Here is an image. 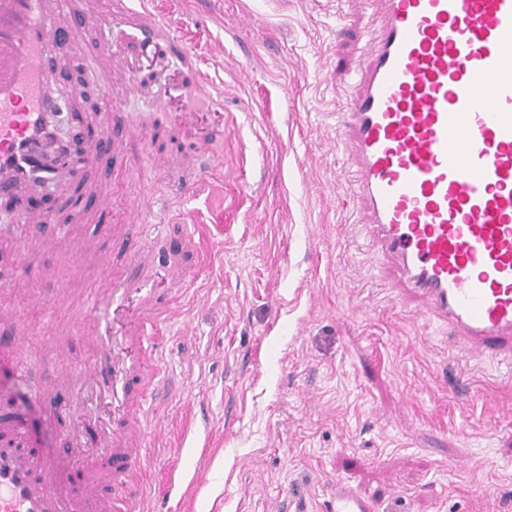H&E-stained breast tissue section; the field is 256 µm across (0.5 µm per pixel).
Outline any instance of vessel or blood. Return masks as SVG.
Segmentation results:
<instances>
[{"mask_svg":"<svg viewBox=\"0 0 512 512\" xmlns=\"http://www.w3.org/2000/svg\"><path fill=\"white\" fill-rule=\"evenodd\" d=\"M368 33L341 115L339 143L353 168L366 235L391 259L399 287L421 299L448 340L512 363V0H372ZM121 15L141 40L196 63L171 42L154 0H129ZM95 0H0V192L62 185L51 164L61 38L98 56L88 35L101 24ZM128 81L105 65L99 91L111 102ZM131 285L90 289L73 315L98 333L99 305ZM125 368L112 392L142 399ZM79 490L59 485L50 461L0 445V512H135L114 497L141 470L143 451L123 434L99 440ZM339 483L326 512H374Z\"/></svg>","mask_w":512,"mask_h":512,"instance_id":"obj_1","label":"vessel or blood"}]
</instances>
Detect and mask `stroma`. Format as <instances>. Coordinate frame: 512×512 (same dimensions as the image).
Returning <instances> with one entry per match:
<instances>
[{"label":"stroma","mask_w":512,"mask_h":512,"mask_svg":"<svg viewBox=\"0 0 512 512\" xmlns=\"http://www.w3.org/2000/svg\"><path fill=\"white\" fill-rule=\"evenodd\" d=\"M157 2L224 97L189 102L196 69L146 60L121 21L96 29L132 75L112 127L124 165L76 174L111 193L107 223H18L0 237V291L29 326L23 367L0 353V417L22 420L56 478L74 479L73 428L92 445L113 429L115 404L87 384L72 412L71 377L106 352L126 361L127 345L111 306L97 314L99 349L63 296L129 277L141 290L126 311L157 317L138 512H277L292 484L325 512L339 481L376 512H512V369L449 346L397 287L336 145L370 0ZM58 55L59 88L102 111L78 74L95 61L66 44ZM136 203L170 263L136 242ZM158 379L169 389L154 398Z\"/></svg>","instance_id":"obj_1"}]
</instances>
